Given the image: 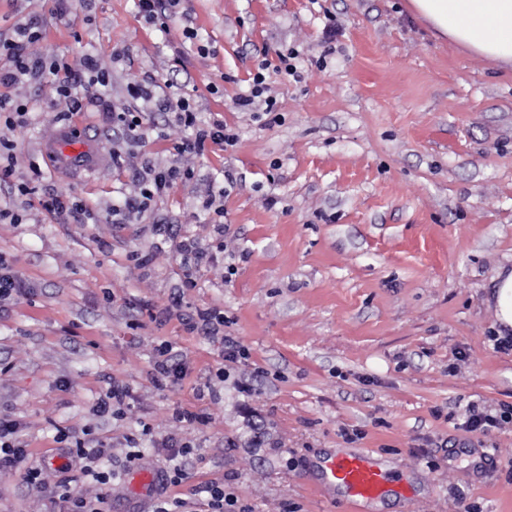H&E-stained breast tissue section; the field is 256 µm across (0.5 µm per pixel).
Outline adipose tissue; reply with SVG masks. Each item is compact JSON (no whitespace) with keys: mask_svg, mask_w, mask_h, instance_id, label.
Wrapping results in <instances>:
<instances>
[{"mask_svg":"<svg viewBox=\"0 0 512 512\" xmlns=\"http://www.w3.org/2000/svg\"><path fill=\"white\" fill-rule=\"evenodd\" d=\"M407 7L449 42L512 67V0H409Z\"/></svg>","mask_w":512,"mask_h":512,"instance_id":"adipose-tissue-1","label":"adipose tissue"}]
</instances>
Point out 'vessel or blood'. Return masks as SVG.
Returning <instances> with one entry per match:
<instances>
[{"label":"vessel or blood","mask_w":512,"mask_h":512,"mask_svg":"<svg viewBox=\"0 0 512 512\" xmlns=\"http://www.w3.org/2000/svg\"><path fill=\"white\" fill-rule=\"evenodd\" d=\"M51 166L60 170H93L100 163L102 149L80 129L66 127L47 139L43 146ZM325 481L343 488L348 496L359 502H373L387 490L388 476L369 454L355 453L338 457L328 463ZM128 493L124 501L126 512H140L141 504L149 501L162 485L157 468L140 464L128 474Z\"/></svg>","instance_id":"obj_1"}]
</instances>
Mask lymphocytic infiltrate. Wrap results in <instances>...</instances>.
<instances>
[{"label": "lymphocytic infiltrate", "instance_id": "lymphocytic-infiltrate-1", "mask_svg": "<svg viewBox=\"0 0 512 512\" xmlns=\"http://www.w3.org/2000/svg\"><path fill=\"white\" fill-rule=\"evenodd\" d=\"M43 24L35 15H26L13 25L9 35H0V87H12L18 84L41 83L51 79L54 101L68 112H78L83 108V100L77 92L78 78H87L88 82L101 87L108 86L109 75L97 56L82 55L78 68L71 66L56 55L38 52L37 44L42 39ZM267 63H260L249 88L239 94L235 105L239 111L255 112L265 116L267 122L281 120L276 97L269 93L265 72ZM132 99L143 101L147 107L171 113L177 124L194 128L192 139L173 144L174 154L203 153L207 144L231 146L237 140L236 133L224 122L216 120L207 126H197L193 104L189 98L175 92L171 84H163L156 79L137 81L129 86ZM30 179L15 184L18 196L37 199L39 206L48 213L72 219L79 224L98 223L99 217L86 205L67 192L43 194L39 191V182L43 178L40 165L30 164ZM193 170L172 163L159 166L144 162L137 192L125 195L119 204L113 205V216L131 219L142 216L150 210L152 204L166 195L177 183L193 177ZM224 325V314L218 309L207 307L195 309L187 326L190 331L203 332L220 337L225 361L239 363L247 359L246 349L233 337L220 336ZM21 424L17 420L0 416V473L18 472L29 486L39 487L44 483L42 465L30 463L28 448L20 441ZM58 442L66 444L72 464L78 467L82 476L91 478L99 487L95 497L87 498L73 488L69 481H59L54 489L55 495L67 503L68 512H103L107 492L116 475L103 466L110 458L111 451L100 440L92 437L71 440L69 431L59 430Z\"/></svg>", "mask_w": 512, "mask_h": 512}]
</instances>
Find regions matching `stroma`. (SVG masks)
Listing matches in <instances>:
<instances>
[{"mask_svg":"<svg viewBox=\"0 0 512 512\" xmlns=\"http://www.w3.org/2000/svg\"><path fill=\"white\" fill-rule=\"evenodd\" d=\"M53 6L0 0V30L37 13L40 50L109 64L106 90L80 88L82 118L107 155L121 143L125 161L45 170L42 192L79 197L95 224L21 207L0 186V209L26 214L0 222V255L34 290L0 306V416L21 421L31 462L45 466L41 490L0 475V512H65L53 493L61 427L77 438L91 430L111 448L110 512L124 494L132 435L160 468L164 438L193 443L186 479L167 491L186 512H204L194 489L209 481L249 512H355L343 489L324 483L322 465L361 451L409 488L364 512H512V423L487 437L462 427L469 406L512 404V351L491 341L495 278L512 269V69L436 37L406 0H184L185 16L164 32L139 18L135 0H72L62 21ZM189 22L198 39L185 38ZM118 44L129 58L116 65ZM289 48L299 52L296 75H270L282 121L238 111L259 63ZM148 75L182 88L199 124L224 120L238 141L186 155L191 180L116 224L112 203L134 190L143 159L169 164L173 143L192 135L148 111L145 142H128L99 112L102 93L135 108L129 85ZM14 92L35 111L27 127L0 124L16 145L17 183L75 117L48 85ZM214 185L226 188L220 236L202 207ZM186 238L216 254L190 289L177 248ZM142 302L170 308V318L138 315ZM195 306L223 310L224 333L248 362L226 364L219 341L187 330ZM164 340L185 376L159 387L151 360ZM113 382L130 388V411L94 415ZM177 407L209 414L208 426L183 431Z\"/></svg>","mask_w":512,"mask_h":512,"instance_id":"1","label":"stroma"}]
</instances>
